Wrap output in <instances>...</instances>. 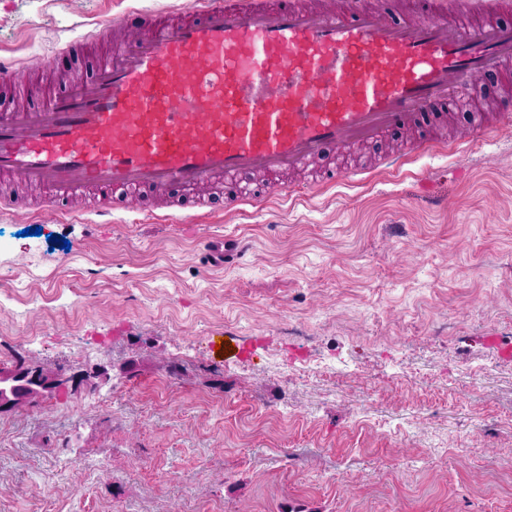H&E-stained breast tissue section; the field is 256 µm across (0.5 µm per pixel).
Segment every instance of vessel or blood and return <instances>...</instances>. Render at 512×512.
I'll return each instance as SVG.
<instances>
[{
	"instance_id": "b4317fda",
	"label": "vessel or blood",
	"mask_w": 512,
	"mask_h": 512,
	"mask_svg": "<svg viewBox=\"0 0 512 512\" xmlns=\"http://www.w3.org/2000/svg\"><path fill=\"white\" fill-rule=\"evenodd\" d=\"M143 30L113 49L93 78L0 112V174L46 189L44 204L93 192L91 214L112 221L116 190L225 183L227 211L264 194L240 186L316 157L446 120L470 80L512 70V26L446 18L384 19L297 0H195L187 19L129 9ZM379 159L401 170L412 154Z\"/></svg>"
}]
</instances>
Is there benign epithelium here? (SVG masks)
<instances>
[{
    "label": "benign epithelium",
    "instance_id": "benign-epithelium-1",
    "mask_svg": "<svg viewBox=\"0 0 512 512\" xmlns=\"http://www.w3.org/2000/svg\"><path fill=\"white\" fill-rule=\"evenodd\" d=\"M26 377V385L19 398L0 399V412H17L41 401L51 391L62 389L72 392L95 391L112 378L106 368L80 371L74 376H66L58 370L32 363H25L23 368L13 365L7 370L0 368V384H7L20 377Z\"/></svg>",
    "mask_w": 512,
    "mask_h": 512
}]
</instances>
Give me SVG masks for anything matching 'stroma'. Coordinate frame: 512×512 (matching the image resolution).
I'll use <instances>...</instances> for the list:
<instances>
[{
  "label": "stroma",
  "mask_w": 512,
  "mask_h": 512,
  "mask_svg": "<svg viewBox=\"0 0 512 512\" xmlns=\"http://www.w3.org/2000/svg\"><path fill=\"white\" fill-rule=\"evenodd\" d=\"M192 2L0 0V105L90 79L137 39L113 24L128 7ZM475 85L447 123L337 154L336 184L287 174L299 197L237 212L203 187L202 221L151 222L145 191L97 224L1 186L23 203L0 213V368L112 379L0 413V512H512V74ZM423 136L433 150L377 171Z\"/></svg>",
  "instance_id": "stroma-1"
}]
</instances>
